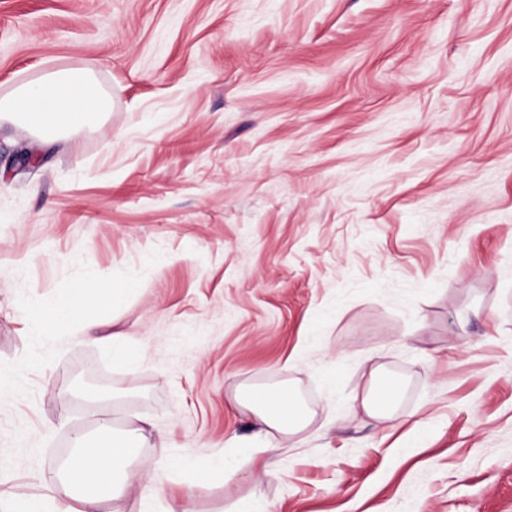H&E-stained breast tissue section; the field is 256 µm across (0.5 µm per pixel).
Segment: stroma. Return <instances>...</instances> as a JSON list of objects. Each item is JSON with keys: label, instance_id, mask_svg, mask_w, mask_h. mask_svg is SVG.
Listing matches in <instances>:
<instances>
[{"label": "stroma", "instance_id": "1", "mask_svg": "<svg viewBox=\"0 0 512 512\" xmlns=\"http://www.w3.org/2000/svg\"><path fill=\"white\" fill-rule=\"evenodd\" d=\"M69 67L97 126L17 171L38 139L0 123V483L56 486L103 419L206 459L283 387L297 453L198 488L138 449L155 512H512V0H0V96ZM130 278L90 337L40 335ZM75 290H84L68 292L58 295L45 311V330L48 335L64 334L66 337L78 339L84 336H90L89 329L91 324L87 316L97 310L103 302L119 304L123 298L136 289V283L129 280L119 286H110L104 289L103 293L86 291L81 285ZM75 327L81 329V336H71ZM112 345V357L118 363H128L138 357V352L133 348L128 336H109L104 338ZM397 387L389 381H378V375L372 371L365 383V393L362 397V409L373 416L385 417L388 405L394 400Z\"/></svg>", "mask_w": 512, "mask_h": 512}]
</instances>
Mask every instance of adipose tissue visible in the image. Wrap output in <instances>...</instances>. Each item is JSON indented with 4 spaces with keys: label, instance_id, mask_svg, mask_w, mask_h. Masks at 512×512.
Returning <instances> with one entry per match:
<instances>
[{
    "label": "adipose tissue",
    "instance_id": "obj_1",
    "mask_svg": "<svg viewBox=\"0 0 512 512\" xmlns=\"http://www.w3.org/2000/svg\"><path fill=\"white\" fill-rule=\"evenodd\" d=\"M111 109V94L91 71L80 68L47 73L0 97V121L20 122L48 139L64 130L94 127ZM135 288L130 280L101 293L84 290L58 295L45 311V329L52 336H68L76 328L89 331V314L102 303H120ZM253 398L258 434L232 441L249 458L270 452L258 442V435L274 429L287 436L305 423L297 403L283 391L264 390ZM142 440L138 429L117 436L105 425L94 444L84 434H76L75 451L60 468L61 482L68 489L66 499L49 494L16 497L0 490V512H124L123 499L133 495L140 503L150 504L157 490L143 486L141 476L127 467Z\"/></svg>",
    "mask_w": 512,
    "mask_h": 512
}]
</instances>
